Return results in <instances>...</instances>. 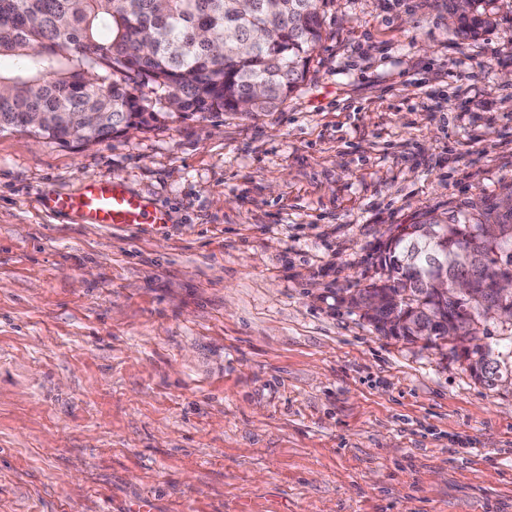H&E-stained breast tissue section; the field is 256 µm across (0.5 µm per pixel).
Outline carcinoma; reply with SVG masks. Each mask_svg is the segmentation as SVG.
Here are the masks:
<instances>
[{"instance_id": "obj_1", "label": "carcinoma", "mask_w": 512, "mask_h": 512, "mask_svg": "<svg viewBox=\"0 0 512 512\" xmlns=\"http://www.w3.org/2000/svg\"><path fill=\"white\" fill-rule=\"evenodd\" d=\"M481 0H448L455 32L475 38L491 19ZM327 0H0V133L20 132L73 149L102 143L123 128L151 129L174 119L269 112L305 81L311 54L322 40ZM420 227L386 247L373 248L376 271L350 295H371L381 307L364 318L391 336L451 344L453 355L475 362L473 376L496 379L502 360L479 343L491 320L467 297L450 302L435 286L434 252H477L476 265L454 275L485 294L500 266H512V208L490 203L475 217L446 225L405 261ZM471 311L461 331L456 316ZM435 323L419 338L401 325Z\"/></svg>"}]
</instances>
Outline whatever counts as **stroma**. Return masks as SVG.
Masks as SVG:
<instances>
[{
	"label": "stroma",
	"instance_id": "stroma-1",
	"mask_svg": "<svg viewBox=\"0 0 512 512\" xmlns=\"http://www.w3.org/2000/svg\"><path fill=\"white\" fill-rule=\"evenodd\" d=\"M329 0L300 90L74 150L0 133V512H512V380L347 298L512 185V0ZM122 178L164 225L41 200ZM483 0H466L460 7L456 0H448V14L457 18L455 32L463 38H475L484 32L490 25L491 19L479 10V3Z\"/></svg>",
	"mask_w": 512,
	"mask_h": 512
}]
</instances>
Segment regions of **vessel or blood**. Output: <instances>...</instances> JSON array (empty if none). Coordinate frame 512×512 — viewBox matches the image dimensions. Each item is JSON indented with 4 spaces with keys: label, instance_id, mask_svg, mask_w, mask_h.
Here are the masks:
<instances>
[{
    "label": "vessel or blood",
    "instance_id": "b4317fda",
    "mask_svg": "<svg viewBox=\"0 0 512 512\" xmlns=\"http://www.w3.org/2000/svg\"><path fill=\"white\" fill-rule=\"evenodd\" d=\"M42 204L49 212L74 215L82 224L138 227L169 221L164 209L118 178H88L79 192L55 193L45 197Z\"/></svg>",
    "mask_w": 512,
    "mask_h": 512
}]
</instances>
